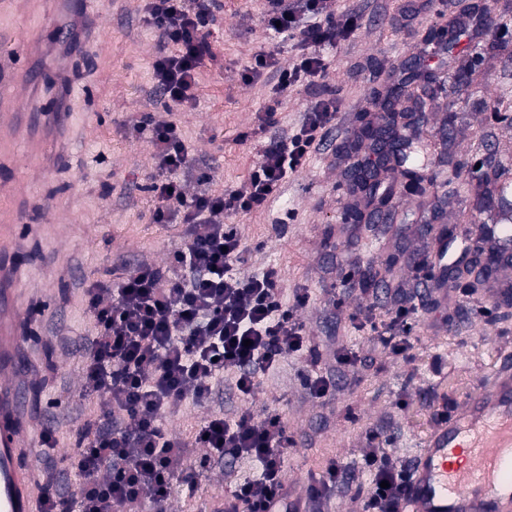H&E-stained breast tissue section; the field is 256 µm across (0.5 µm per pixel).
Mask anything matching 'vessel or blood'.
I'll list each match as a JSON object with an SVG mask.
<instances>
[{
	"mask_svg": "<svg viewBox=\"0 0 512 512\" xmlns=\"http://www.w3.org/2000/svg\"><path fill=\"white\" fill-rule=\"evenodd\" d=\"M40 112L0 113V156L11 138L31 129ZM38 222L8 185L0 187V512H40L26 458L42 455L29 443L25 422L29 391L20 379L19 355L28 338L21 317L24 292L10 266L11 225ZM401 512H512V379L498 378L464 408L453 411L414 456Z\"/></svg>",
	"mask_w": 512,
	"mask_h": 512,
	"instance_id": "vessel-or-blood-1",
	"label": "vessel or blood"
}]
</instances>
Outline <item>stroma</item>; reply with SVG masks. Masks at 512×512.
I'll return each mask as SVG.
<instances>
[{
	"label": "stroma",
	"mask_w": 512,
	"mask_h": 512,
	"mask_svg": "<svg viewBox=\"0 0 512 512\" xmlns=\"http://www.w3.org/2000/svg\"><path fill=\"white\" fill-rule=\"evenodd\" d=\"M487 2L492 27L452 45L449 28L466 18L459 0H428L420 8L413 0H335L336 10L364 11L355 36L324 51L331 62L327 91L340 102L338 124L266 209L227 219L252 251L246 272L276 267L287 299L294 289L309 290L311 300L298 316L312 351L289 357L266 375L252 399H242L228 382L210 405L172 407L163 427L186 437L213 409L229 417L245 407L278 409L295 441L285 462L289 493H305L310 475L321 473L331 458L354 482L353 488L328 491L315 512H363L355 488L369 483L362 463L370 447L413 465V448L438 425L440 414L463 407L494 377L512 376V305L490 285L449 292L443 301L432 282H421L408 361L369 341L368 329L354 328L347 313L332 307L333 299L349 306L364 294L375 305L374 325H388L397 288L414 276L412 258L436 248L434 231L484 223L500 201V186L512 183V166L503 165L504 156L512 155V39L497 35L512 24V0ZM141 8V0H40L42 13L77 27L80 43L70 52L43 32L32 46L37 80L13 91L14 111L35 103L45 112L63 106L72 114L70 126L46 145L65 154L63 165L42 174L28 162L27 140L19 139L9 166L0 168V182L27 190L54 226L49 234L31 224L14 227L13 265L28 289L23 314L31 323L30 400L40 426L53 429L56 439L51 457L29 462L38 476L51 471L52 459L70 454L77 425L100 410L99 401L84 396L80 376L78 347L95 334L84 308L86 282L124 261L164 264L181 246L177 227L152 221V150L146 139L125 135L124 124L143 112L158 122H177L194 156L209 167L213 189L244 185L255 154L236 137L256 127L275 90L269 83L244 82L242 68L268 41L280 50V66L292 61L286 35L269 36L261 25L263 0H216L197 103L168 110L154 97L151 79L163 44L158 32L140 23ZM419 59L435 77L417 136L431 190L415 195L407 178L394 172L382 223H357L350 217L355 197L347 169L354 157L348 145L360 140L362 116L374 109L373 91L396 86L403 64ZM478 160L489 183L484 208L471 179ZM356 262L378 274L368 292L341 285L343 271ZM344 350L354 354V364H338ZM311 370L332 375L334 399L308 397L302 375ZM257 473L251 460L227 462L198 488L176 485L169 508L212 512L236 481Z\"/></svg>",
	"instance_id": "1"
}]
</instances>
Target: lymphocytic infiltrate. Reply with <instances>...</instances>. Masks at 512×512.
I'll return each instance as SVG.
<instances>
[{
  "mask_svg": "<svg viewBox=\"0 0 512 512\" xmlns=\"http://www.w3.org/2000/svg\"><path fill=\"white\" fill-rule=\"evenodd\" d=\"M212 0H144L140 21L161 35L166 48L152 63L155 93L176 109L194 107L205 54ZM362 15L336 12L329 0H265L262 23L286 34L292 63L277 67L275 50L262 47L244 66L253 82L274 72L279 92L327 81L330 64L323 50L350 40ZM282 101L272 97L257 117V129L242 133L257 160L246 185L212 190L213 177L196 165L180 126L157 123L145 113L131 120L130 135H147L154 169L148 190L156 201L152 221L180 228L181 249L167 268L138 263L98 279L84 290L96 334L83 352L81 372L87 396L106 406L84 422L69 455L81 482L75 495L61 492L55 480L42 487L44 512H166L176 467L187 449L199 448L198 473L227 460L257 462L258 476L236 483L222 512H285L288 479L285 458L294 442L288 424L274 410L247 409L235 418L213 413L183 438L168 433L163 419L171 404L209 402L225 370L234 373L240 396L251 399L265 375L291 355L308 348L300 309L309 303L296 289L284 306L276 268L245 275L249 248L227 216L265 209L289 175L302 170L337 123L339 104L327 95L307 103L300 121L279 131ZM193 175L196 191L186 189ZM415 292L401 288L387 328L375 339L395 356L406 355ZM363 465L371 476L366 512H399L408 472L388 456L369 451Z\"/></svg>",
  "mask_w": 512,
  "mask_h": 512,
  "instance_id": "f902f5d3",
  "label": "lymphocytic infiltrate"
}]
</instances>
